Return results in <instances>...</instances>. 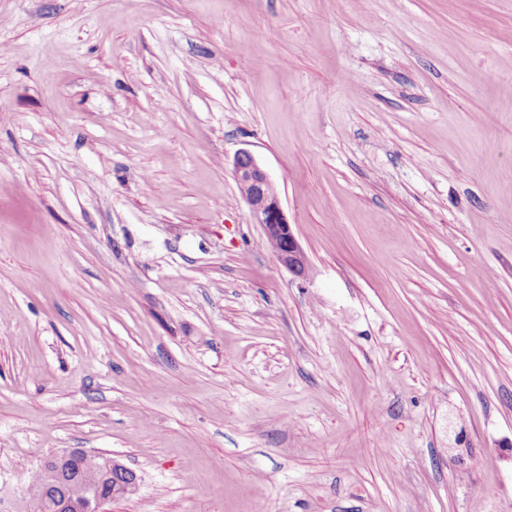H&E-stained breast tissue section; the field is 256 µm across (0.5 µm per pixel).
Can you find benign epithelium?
<instances>
[{
  "mask_svg": "<svg viewBox=\"0 0 512 512\" xmlns=\"http://www.w3.org/2000/svg\"><path fill=\"white\" fill-rule=\"evenodd\" d=\"M234 178L241 195L247 203L252 222L262 227L278 263L296 277H303L308 270L307 257L297 241L291 224L281 206L274 183L256 157L248 150H239L233 159ZM80 450L66 451L49 458L42 467L44 484L34 489L36 512H41L44 504H49L51 512H101L104 504L99 491L88 487L78 494L59 495L53 491L57 487L58 473L62 464L79 459ZM104 478L118 473L124 480L113 487V495L127 498L137 493L139 476L118 460L103 458Z\"/></svg>",
  "mask_w": 512,
  "mask_h": 512,
  "instance_id": "benign-epithelium-1",
  "label": "benign epithelium"
}]
</instances>
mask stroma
<instances>
[{"instance_id":"stroma-1","label":"stroma","mask_w":512,"mask_h":512,"mask_svg":"<svg viewBox=\"0 0 512 512\" xmlns=\"http://www.w3.org/2000/svg\"><path fill=\"white\" fill-rule=\"evenodd\" d=\"M70 449L104 512H512V0H0V512ZM234 178L247 203L252 222L259 224L273 245L278 263L296 277L308 270L307 257L297 241L281 206L274 183L256 157L246 149L233 159ZM99 464V457H84L74 470L63 471V479L66 482L75 479L81 483H95L99 479ZM103 473L104 479H107L112 474V479L115 473L124 476V481H118L113 487V495L121 498H127L137 493L139 488V476L137 473L118 460L111 457H104Z\"/></svg>"}]
</instances>
